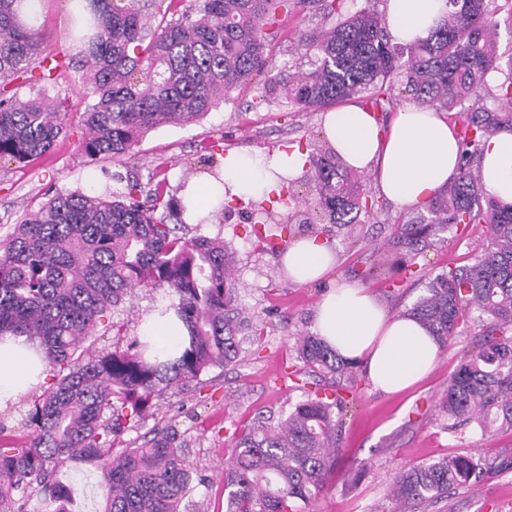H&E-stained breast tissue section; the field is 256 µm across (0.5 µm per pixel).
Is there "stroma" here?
Wrapping results in <instances>:
<instances>
[{
	"label": "stroma",
	"instance_id": "obj_1",
	"mask_svg": "<svg viewBox=\"0 0 512 512\" xmlns=\"http://www.w3.org/2000/svg\"><path fill=\"white\" fill-rule=\"evenodd\" d=\"M71 10V0H51L40 17L39 32L45 37L47 51L69 49L65 32ZM321 23V15L305 6L289 15L273 46L276 67L291 70L303 63L300 37ZM264 81V76L255 77L198 122L149 132L131 160L140 179H147L157 164H164L169 190L176 195L208 168L221 166L230 152L247 149L270 155L301 142L325 147L320 112L305 111L281 99L255 105L256 91ZM41 90L51 100H63L68 134L49 154L26 167L0 161V240L46 195L103 192V172L113 167L110 159L92 160L76 150L84 134L81 114L88 103L79 91L77 73ZM415 214V209L387 201L350 232L328 227L320 211H312L311 216L322 240L336 252L333 276L367 283L383 305L400 314L423 293L430 277L471 262L487 244L482 224L471 225L462 233L441 231L420 254L417 276L405 279L397 270L386 269L371 281H363L362 272L379 260L378 250L387 240L391 224ZM247 226L245 207L235 201L227 212L189 227L193 235L224 238L235 253L238 304L250 318L239 335L237 362L213 369L206 386L190 383L164 389L154 399L155 414L123 436L124 444L131 446L141 443L143 434L153 427L165 424L183 435L188 444L186 462L202 478L189 495L196 512H218L226 504L224 466L233 454L230 436L234 429L260 415L280 417L301 399L302 390L289 388L284 374L296 363L294 338L312 332L314 312L324 294L322 285L301 286L284 278L281 250L257 249L245 236ZM170 302L167 289L143 290L126 298L114 310L113 318L124 322L128 335L134 336L146 315ZM479 331L477 321L461 323L433 369L398 393L374 390L363 368H356L353 399L345 409L339 433L336 470L326 489L303 505L302 512H394L389 491L397 468L456 455L478 453L491 459L512 453L511 430L486 436L469 427L450 430L438 409L449 376L474 349ZM58 477L72 490L70 512H102L99 473L91 464L73 461ZM419 512H512V470L488 472L475 487L449 490L447 498L423 505Z\"/></svg>",
	"mask_w": 512,
	"mask_h": 512
}]
</instances>
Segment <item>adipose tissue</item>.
<instances>
[{"instance_id":"obj_1","label":"adipose tissue","mask_w":512,"mask_h":512,"mask_svg":"<svg viewBox=\"0 0 512 512\" xmlns=\"http://www.w3.org/2000/svg\"><path fill=\"white\" fill-rule=\"evenodd\" d=\"M394 42L426 39L448 11L447 0H386ZM322 134L349 167L374 174L387 199L402 207L425 203L454 172L459 155L455 128L437 112L406 105L398 108L389 129L357 104L323 113ZM307 156L299 151L272 155H226L220 181L209 182L212 195L233 199L263 198L280 192L283 177L300 176ZM484 190L512 205V132L491 136L480 161ZM289 279L305 285L325 278L336 263L321 239L303 237L282 257ZM314 330L338 355L363 366L372 386L397 393L415 384L436 364L440 347L414 319L390 313L366 287L331 282L316 308ZM46 365L35 343L23 336L0 337V405L15 400L43 377Z\"/></svg>"}]
</instances>
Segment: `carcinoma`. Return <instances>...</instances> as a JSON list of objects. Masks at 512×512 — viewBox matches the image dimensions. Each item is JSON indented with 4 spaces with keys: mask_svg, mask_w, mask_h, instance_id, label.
Returning a JSON list of instances; mask_svg holds the SVG:
<instances>
[{
    "mask_svg": "<svg viewBox=\"0 0 512 512\" xmlns=\"http://www.w3.org/2000/svg\"><path fill=\"white\" fill-rule=\"evenodd\" d=\"M48 2L0 0V159L21 167L66 135L54 102L40 92L20 100L12 86L55 83L74 68L73 57L45 52L33 29ZM72 2L69 36L92 99L77 151L126 168L111 174L124 191L52 195L0 241V335L37 343L56 372L26 414L23 434L0 428V512H28L34 494L68 512L70 489L57 474L77 457L100 473L104 512H181L194 478L178 431L156 427L134 448L116 447V438L147 417L163 387L200 384L212 369L236 362L247 320L230 247L220 237L188 235L184 207L166 179L144 183L128 160L148 132L200 120L262 72L274 73L258 91L264 102L276 93L316 111L357 97L369 112H392L400 82L418 107L454 117L457 169L426 213L395 220L386 263L413 276L436 229L486 225V248L472 263L437 274L405 315L445 346L464 316L477 314L479 345L448 379L438 406L452 428L512 430V205L483 190L478 165L488 138L512 132V63L498 66L496 0H447L444 22L409 45L391 42L377 11L345 13V0ZM298 4L316 7L327 23L301 39L308 68L277 72L270 46ZM493 72L499 77L491 88ZM306 178L330 224L351 227L378 205L330 147L310 154ZM275 202L287 208L284 220L255 222L250 236L269 245L285 233L316 235L307 202L291 189ZM155 288L169 290L174 301L165 310L188 330L177 355L151 359L139 336L89 354L85 344L100 327L122 341L127 328L111 320L113 310L134 291ZM295 346L302 366L287 374L293 387L305 388L301 376L311 373L330 382L331 394L310 392L277 424L260 416L233 434L225 512H300L334 471L344 393L352 389L344 380L354 366L317 336H299ZM490 469L512 470V455H457L403 468L392 479V500L399 512H417L450 486H474Z\"/></svg>",
    "mask_w": 512,
    "mask_h": 512,
    "instance_id": "carcinoma-1",
    "label": "carcinoma"
}]
</instances>
